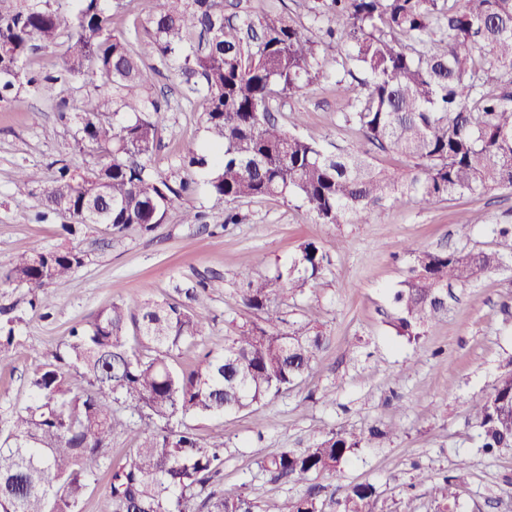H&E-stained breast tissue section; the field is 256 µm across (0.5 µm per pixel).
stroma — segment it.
I'll return each mask as SVG.
<instances>
[{
  "instance_id": "stroma-1",
  "label": "stroma",
  "mask_w": 512,
  "mask_h": 512,
  "mask_svg": "<svg viewBox=\"0 0 512 512\" xmlns=\"http://www.w3.org/2000/svg\"><path fill=\"white\" fill-rule=\"evenodd\" d=\"M241 4L255 18L272 9L285 12L315 40L327 26L315 19L312 0ZM154 9V0H129L114 15L113 26L140 57L152 93L169 103L148 165L173 180L193 179L195 191L184 206L201 213L203 221L186 224L173 212L145 235L114 234L104 224L83 229L72 242L88 259L71 277L50 286L54 304L46 314L30 309L25 288L0 284V309L16 320L11 358L0 364V434L6 433L11 412L30 404L28 377L35 367L51 358L71 328L88 325L112 302L169 297L174 284L210 277L195 305L209 322L206 334L171 359L176 369L189 370L205 353L222 350L237 326L261 318L242 304V262L252 260L255 274L268 275L313 242L327 253L326 269L281 308L290 324L315 318L326 338L310 370L261 408L185 419L202 441L224 442L222 488L244 492L261 512H276L279 503L302 495L305 487L273 478L262 469V460L341 431L369 441L335 476L322 478L325 512H336L333 498L361 483L376 487L381 512H439L433 487L462 459L470 476L456 512H512V448L483 453L470 412L472 400L512 370V269L450 289L446 314L427 325L418 341L398 336L392 326L397 315L392 296L408 275L409 249L494 250L496 225L512 222V189L456 195L431 210L403 200L389 205L374 224L319 223L292 196L232 204L218 200L209 189V170L182 164L185 145L209 152L205 104L182 84L175 63L153 51L147 19ZM339 55L337 48L321 47L318 77L279 100L274 112L284 126L326 151L369 149L346 122L348 107L340 96L344 90L362 93L364 75L357 70L338 79ZM79 96L75 86L56 85L0 102V274L16 254L65 241L64 216L40 219L38 195L18 193L14 179L22 166L51 175L53 162L65 157L84 167L85 155L66 154L74 131L59 122L56 111L57 104ZM296 115L301 118L297 125L292 122ZM369 151L374 164L387 171L402 173L409 167L400 156ZM228 209L238 212L239 223L225 224ZM464 218L469 221L465 227L460 224ZM327 390L333 391V400L324 399Z\"/></svg>"
}]
</instances>
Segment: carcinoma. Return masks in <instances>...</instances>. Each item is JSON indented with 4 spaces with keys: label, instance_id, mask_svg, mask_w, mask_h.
Returning a JSON list of instances; mask_svg holds the SVG:
<instances>
[{
    "label": "carcinoma",
    "instance_id": "1",
    "mask_svg": "<svg viewBox=\"0 0 512 512\" xmlns=\"http://www.w3.org/2000/svg\"><path fill=\"white\" fill-rule=\"evenodd\" d=\"M102 2L0 0V101L96 77L77 105L58 109L59 120L76 128L72 148H90L91 164L81 172L62 160L45 179L21 167L15 185L39 184L46 209L67 214L62 228L73 237L91 224L148 234L177 210L196 224L199 214L183 208L191 181L173 183L140 162L157 145L168 105L144 93L147 76ZM157 2L147 21L153 47L178 62L206 103L205 129L220 151L209 180L217 198L293 195L323 224H373L391 201L431 209L457 194L512 188V0H318L313 7L327 17L326 35L348 49L338 65L366 75L346 121L372 145L409 159L402 174L378 168L365 152L326 153L276 121L274 102L301 91L320 66L318 42L287 14L241 19L225 14L224 0ZM56 47L57 70H27L36 51ZM498 234L507 256L409 251V276L394 294L397 335L419 336L445 310L443 289L469 285L512 258V225ZM86 259L75 246L34 248L11 261L4 279L27 289L32 308L47 310V288ZM324 267L314 242L271 275L257 277L243 262L241 299L262 322L240 327L188 373L175 371L169 357L206 334L194 308L203 280L174 285L173 299L114 302L73 329L32 372V404L13 412L0 438V512H77L100 470L109 474L111 512H258L241 492L209 490L224 467V443L201 442L183 419L259 406L304 376L324 336L309 322L284 326L274 303L303 292ZM14 338V328L0 324V362ZM471 412L485 453L512 448V371ZM120 428L135 430L137 445L114 466L107 448ZM365 445L363 435L332 433L273 454L263 467L306 484L335 474ZM467 470L458 461L456 475L434 487L445 512H453ZM378 501L373 485L355 484L336 505L379 512ZM277 512H323L316 487Z\"/></svg>",
    "mask_w": 512,
    "mask_h": 512
}]
</instances>
